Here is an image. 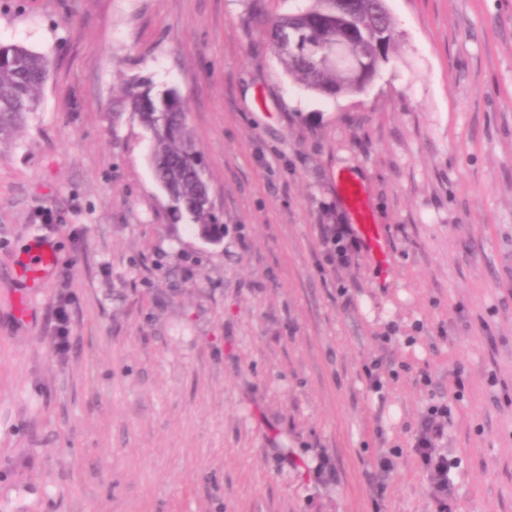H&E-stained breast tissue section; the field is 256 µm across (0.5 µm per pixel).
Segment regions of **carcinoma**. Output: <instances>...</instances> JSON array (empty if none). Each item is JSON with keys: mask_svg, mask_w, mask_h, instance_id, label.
I'll list each match as a JSON object with an SVG mask.
<instances>
[{"mask_svg": "<svg viewBox=\"0 0 512 512\" xmlns=\"http://www.w3.org/2000/svg\"><path fill=\"white\" fill-rule=\"evenodd\" d=\"M302 16H285L269 24L266 32L285 71L315 93L354 94L344 75L326 65L323 48L336 43L342 22L336 17V0H313ZM366 14L394 36L389 12L382 0H362ZM50 71L48 59L25 46L0 44V142L22 128L26 115L37 110ZM128 109L137 114L153 138L151 165L175 214H188L207 238L222 239L210 202L207 182L199 172L198 155L185 121L186 106L179 93L150 85L129 87Z\"/></svg>", "mask_w": 512, "mask_h": 512, "instance_id": "cac0c4a2", "label": "carcinoma"}]
</instances>
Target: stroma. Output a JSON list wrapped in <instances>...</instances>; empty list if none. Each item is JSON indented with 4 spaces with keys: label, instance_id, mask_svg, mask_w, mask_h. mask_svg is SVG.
I'll use <instances>...</instances> for the list:
<instances>
[{
    "label": "stroma",
    "instance_id": "obj_1",
    "mask_svg": "<svg viewBox=\"0 0 512 512\" xmlns=\"http://www.w3.org/2000/svg\"><path fill=\"white\" fill-rule=\"evenodd\" d=\"M386 4L388 63L334 98L254 21L310 0H0L52 64L0 145V512H434L440 401L453 512H512V0ZM140 81L185 98L221 241L170 211ZM342 172L385 262L326 257ZM451 410L447 404L428 406L422 422V430L416 445L412 448L418 467L424 471L431 482V492L437 506V512H451L448 500L453 495L448 472L452 461L441 448H435V441L442 439L447 431Z\"/></svg>",
    "mask_w": 512,
    "mask_h": 512
}]
</instances>
